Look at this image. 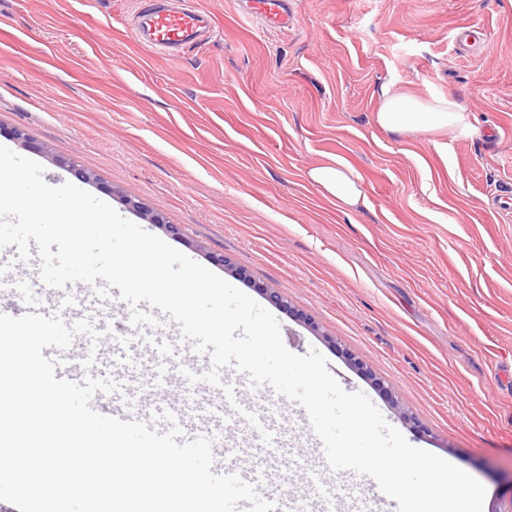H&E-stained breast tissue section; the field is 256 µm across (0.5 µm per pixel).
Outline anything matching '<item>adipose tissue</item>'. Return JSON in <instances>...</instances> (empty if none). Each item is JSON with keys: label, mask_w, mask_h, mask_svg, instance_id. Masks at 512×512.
Wrapping results in <instances>:
<instances>
[{"label": "adipose tissue", "mask_w": 512, "mask_h": 512, "mask_svg": "<svg viewBox=\"0 0 512 512\" xmlns=\"http://www.w3.org/2000/svg\"><path fill=\"white\" fill-rule=\"evenodd\" d=\"M379 99L375 120L388 132L413 135L430 129H444L456 139H467L478 133L463 107L452 98L421 99L386 84L380 89ZM306 177L326 196L335 200L340 208H356L366 203L356 173L341 158H330L311 165Z\"/></svg>", "instance_id": "ef3b65f1"}]
</instances>
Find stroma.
Instances as JSON below:
<instances>
[{"instance_id":"stroma-1","label":"stroma","mask_w":512,"mask_h":512,"mask_svg":"<svg viewBox=\"0 0 512 512\" xmlns=\"http://www.w3.org/2000/svg\"><path fill=\"white\" fill-rule=\"evenodd\" d=\"M152 2L0 0V145L154 235L126 199L178 225L167 243L271 312L290 352L318 350L411 445L481 482L483 512H512V0H287L285 28L242 0H184L213 31L172 56L134 37ZM388 83L453 97L480 136L381 129ZM336 156L357 211L305 177ZM123 336L146 414L206 372L167 323Z\"/></svg>"}]
</instances>
